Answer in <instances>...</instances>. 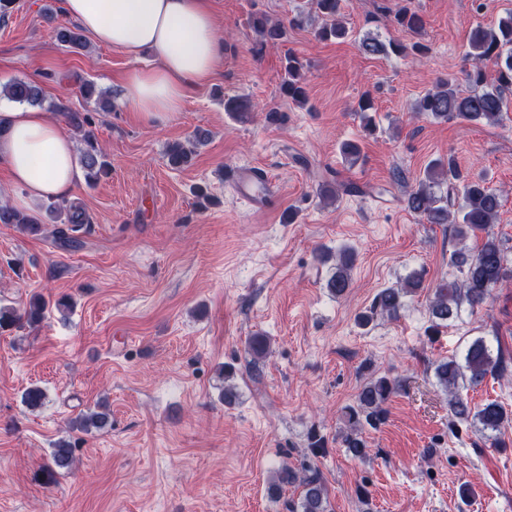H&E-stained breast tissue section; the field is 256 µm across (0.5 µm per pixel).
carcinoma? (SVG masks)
<instances>
[{"label": "carcinoma", "instance_id": "carcinoma-1", "mask_svg": "<svg viewBox=\"0 0 512 512\" xmlns=\"http://www.w3.org/2000/svg\"><path fill=\"white\" fill-rule=\"evenodd\" d=\"M322 25L317 29L321 40H340L349 35V29L342 20L343 0H314ZM250 25L260 38L261 44H278L287 35L281 21H273L264 13L251 16ZM395 29L403 38L382 40L378 37H366L361 41V50L368 55L398 57L425 56L429 46L422 36L426 22L416 10L400 5L393 15ZM57 39L72 48H86L80 28L58 30ZM467 57L473 60L472 69L467 73L468 89L454 85L452 80H441L435 89L417 98L411 105V111L417 116L435 120L461 119L473 124H495L507 107L506 93L512 91V13L500 18L497 25L490 28L475 27L469 38ZM496 72L495 83L487 85L488 66ZM281 94L298 105L305 104L307 90L304 77V64L290 54L284 59ZM9 99L18 103H37L40 101L38 89L24 80H15L0 88ZM55 111L62 113L69 126L82 136L85 149L81 156V166L85 181L97 184L110 174V164L98 147L93 131V117L87 112H76L63 105H53ZM373 109L370 95L364 94L358 101L364 130L373 135L376 125L369 112ZM193 154V142L173 143L167 151L168 164L181 168L188 164ZM461 180V174L453 157L448 160L436 159L425 167L422 175L415 179V185L404 197L405 208L419 221L427 224H448L452 237L463 244L472 237H478L497 222L501 208L500 195L479 181L467 182L462 186V204L454 208L451 196L439 197L434 187L448 182L452 186ZM46 214L56 222L52 235L62 244L77 242L76 233L91 223L90 216L79 201L63 197L52 200L46 207ZM0 224H13L27 235H39L44 232V220L40 216L28 215L8 204H0ZM451 261L459 268L462 279L441 281L436 285L429 302L430 325L427 335L433 336L448 327V322L459 318L462 306L475 308L481 305L496 288L512 279V269L507 267V249L497 238L487 235L473 250L463 248L455 251ZM355 254L349 248L336 253V271L329 278L327 288L336 296H343L352 286L351 272ZM423 287L422 279L411 277L399 287L382 289L376 296L370 310L358 314L356 323L362 328L368 327L377 316L386 315L396 318L404 307V298L416 294ZM54 308L60 312L69 308L66 299L51 302L41 296H35L23 309L0 306V329L22 327L41 321L45 312ZM253 364L264 360L270 350V340L264 335H255L248 342ZM509 361L500 352L494 354L485 340L477 337L472 340L462 358H443L434 363V375L438 384L448 393V410L459 421H472L482 435L498 443L502 431L512 421L504 407L496 401H488L473 407L459 393V388L477 387L487 377L498 378L507 374ZM396 379L387 376H372L361 386L355 403L343 410V417L351 432L345 437L346 448L355 457L366 454V442L359 437L363 427L373 428L386 420L385 405L389 398L399 390ZM44 391L35 386L28 388L22 396L23 403L30 409L44 404ZM108 424V414L101 410H88L72 421L76 429L90 433ZM50 463L44 469L46 483L56 481L62 471H68L74 464V448L66 439L53 443L49 453ZM299 483L301 487L298 502L289 505L291 512H331V504L320 475L312 471L300 476L288 465H281L275 472L269 491L278 496L286 487Z\"/></svg>", "mask_w": 512, "mask_h": 512}]
</instances>
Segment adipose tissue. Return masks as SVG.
<instances>
[{"label":"adipose tissue","instance_id":"1","mask_svg":"<svg viewBox=\"0 0 512 512\" xmlns=\"http://www.w3.org/2000/svg\"><path fill=\"white\" fill-rule=\"evenodd\" d=\"M95 43L135 57L154 56L121 85V106L154 120L179 111L190 88L207 83L222 58L211 0H62ZM0 196L15 208L69 196L80 170L74 139L61 119L30 109L0 111Z\"/></svg>","mask_w":512,"mask_h":512}]
</instances>
